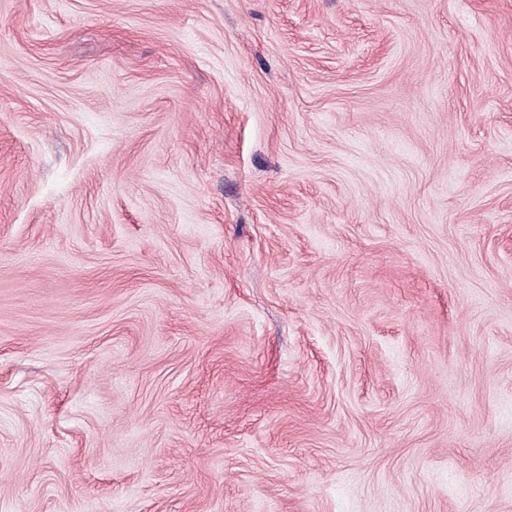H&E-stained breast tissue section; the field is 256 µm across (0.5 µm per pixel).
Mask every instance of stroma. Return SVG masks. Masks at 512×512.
Returning a JSON list of instances; mask_svg holds the SVG:
<instances>
[{"mask_svg":"<svg viewBox=\"0 0 512 512\" xmlns=\"http://www.w3.org/2000/svg\"><path fill=\"white\" fill-rule=\"evenodd\" d=\"M0 512H512V0H0Z\"/></svg>","mask_w":512,"mask_h":512,"instance_id":"1","label":"stroma"}]
</instances>
